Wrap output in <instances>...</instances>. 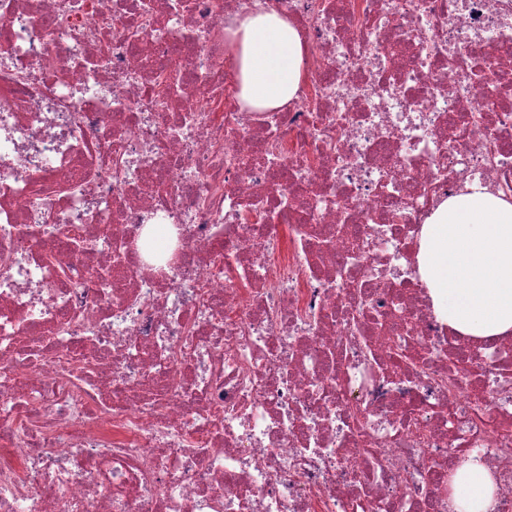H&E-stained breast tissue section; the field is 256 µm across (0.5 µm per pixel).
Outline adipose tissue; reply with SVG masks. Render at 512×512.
Returning a JSON list of instances; mask_svg holds the SVG:
<instances>
[{
  "mask_svg": "<svg viewBox=\"0 0 512 512\" xmlns=\"http://www.w3.org/2000/svg\"><path fill=\"white\" fill-rule=\"evenodd\" d=\"M242 109H279L305 76L303 44L288 20L261 6L244 9L229 30ZM419 268L433 311L454 332L479 339L512 336V202L474 185L425 221ZM497 485L485 465L463 463L450 512H492Z\"/></svg>",
  "mask_w": 512,
  "mask_h": 512,
  "instance_id": "ef3b65f1",
  "label": "adipose tissue"
}]
</instances>
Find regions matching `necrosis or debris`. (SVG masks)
Here are the masks:
<instances>
[{
	"instance_id": "necrosis-or-debris-1",
	"label": "necrosis or debris",
	"mask_w": 512,
	"mask_h": 512,
	"mask_svg": "<svg viewBox=\"0 0 512 512\" xmlns=\"http://www.w3.org/2000/svg\"><path fill=\"white\" fill-rule=\"evenodd\" d=\"M264 3L305 77L244 112L242 0H0V512H448L469 459L512 512V339L417 274L512 199V0Z\"/></svg>"
}]
</instances>
